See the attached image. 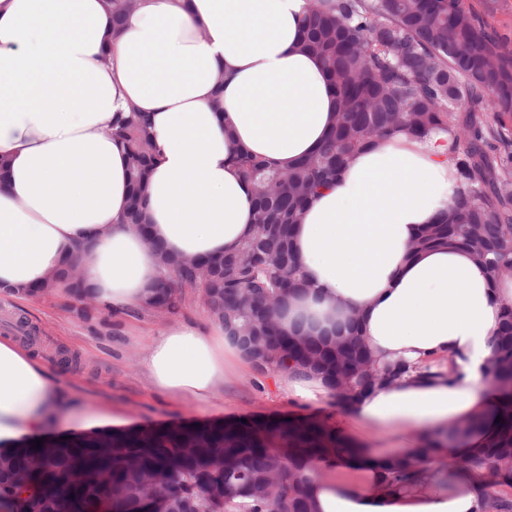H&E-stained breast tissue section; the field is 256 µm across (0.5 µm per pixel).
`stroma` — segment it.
<instances>
[{"mask_svg": "<svg viewBox=\"0 0 512 512\" xmlns=\"http://www.w3.org/2000/svg\"><path fill=\"white\" fill-rule=\"evenodd\" d=\"M497 41L512 49V0H463ZM60 291L32 300L0 294V336L34 347L67 387L76 408L113 411L128 425L154 426L190 419L218 420L269 415L335 417V400L312 408L293 404L278 389L279 375L254 366L230 364L214 407L206 412L152 389L142 366L147 338L168 326L159 311L101 314L99 322L80 320Z\"/></svg>", "mask_w": 512, "mask_h": 512, "instance_id": "stroma-1", "label": "stroma"}]
</instances>
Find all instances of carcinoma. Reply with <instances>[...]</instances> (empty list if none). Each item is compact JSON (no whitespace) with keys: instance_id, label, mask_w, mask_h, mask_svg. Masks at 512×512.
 Returning <instances> with one entry per match:
<instances>
[{"instance_id":"carcinoma-1","label":"carcinoma","mask_w":512,"mask_h":512,"mask_svg":"<svg viewBox=\"0 0 512 512\" xmlns=\"http://www.w3.org/2000/svg\"><path fill=\"white\" fill-rule=\"evenodd\" d=\"M112 30L138 8V0H107ZM302 47L320 57L336 98V124L327 140L296 166L281 169L245 152L233 158L252 185L254 233L224 256L216 277L204 281L184 261L156 285L153 302L176 312L180 288L200 291L211 319L229 336L264 337L274 353L267 367L300 370L303 350L321 353L312 370L350 406L374 388L371 376L397 379L405 365H378L354 339L336 362L333 337L297 339L300 328L283 329L279 317L290 288L302 287L291 248V230L309 199L331 186L349 157L373 140L405 131L422 137L448 133V159L459 191L448 210L429 225L417 247L455 244L484 257L491 278L512 266V153L491 155L492 140L512 144V55L477 23L462 0H309L301 18ZM126 146L130 193L125 223H146L144 189L160 149L150 118L135 106L111 126ZM75 265L47 285L75 301L83 292ZM497 369H512V308L505 311L495 351ZM113 451L100 450L99 433L59 439L63 453L43 462L30 484H0L27 491L23 512H142L146 476L170 487L171 512H315L310 465L336 447L326 419L248 418L186 422L178 429L142 427L107 433ZM39 449L27 445L9 457V469H26ZM413 448L386 470L390 483L413 480L427 455ZM497 469L498 486H512V403L498 433L468 463ZM483 512H512V499L483 493Z\"/></svg>"}]
</instances>
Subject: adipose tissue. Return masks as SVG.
<instances>
[{
	"mask_svg": "<svg viewBox=\"0 0 512 512\" xmlns=\"http://www.w3.org/2000/svg\"><path fill=\"white\" fill-rule=\"evenodd\" d=\"M306 0H141L113 36L105 0H0V292L24 298L75 261L87 295L113 313L143 309L163 270L132 226L124 149L107 128L127 105L150 115L161 158L146 188L150 232L167 252L217 256L253 231L243 150L292 166L336 116L320 59L299 46ZM223 112H215L214 101ZM459 185L448 135L399 132L358 151L307 205L291 242L305 289L281 322L327 336L357 321L373 356L415 370L336 419L343 444L314 480L317 512H480L484 481L468 459L496 433L508 397L494 375L512 279H491L469 250L419 249ZM241 352L219 324L176 321L151 336L142 364L155 390L205 411ZM294 404L331 388L287 373ZM73 417L83 430L123 416L74 413L30 349L0 339V452ZM458 422L469 428L449 438ZM430 448L415 485H386L383 467Z\"/></svg>",
	"mask_w": 512,
	"mask_h": 512,
	"instance_id": "adipose-tissue-1",
	"label": "adipose tissue"
}]
</instances>
